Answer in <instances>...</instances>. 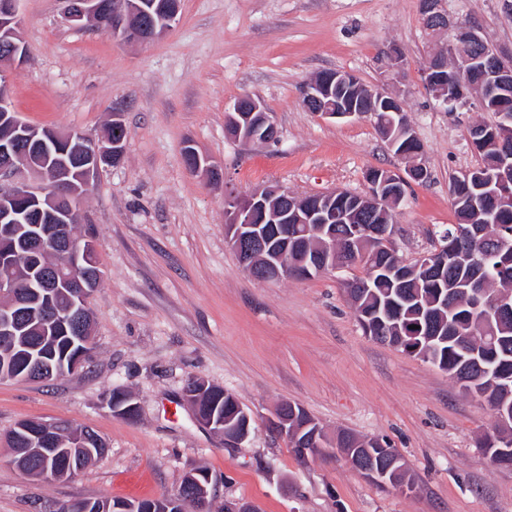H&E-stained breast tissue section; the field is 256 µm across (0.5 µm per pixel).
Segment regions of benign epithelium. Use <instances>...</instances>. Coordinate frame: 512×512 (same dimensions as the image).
<instances>
[{"instance_id": "benign-epithelium-1", "label": "benign epithelium", "mask_w": 512, "mask_h": 512, "mask_svg": "<svg viewBox=\"0 0 512 512\" xmlns=\"http://www.w3.org/2000/svg\"><path fill=\"white\" fill-rule=\"evenodd\" d=\"M19 0H0V56L8 61V67L0 70V106H5L10 100V89L7 72L23 64L28 57V49L19 35L22 19L18 8ZM181 0H165L159 4V11L166 16L164 20H156L154 15L142 7L136 0H114L112 15L117 17L112 34L124 43H150L178 21ZM423 27L432 39L444 37L435 44L431 51L428 67L424 71L425 83L433 89L434 98L439 106L448 109L451 106L464 108L470 100L476 99L487 104L497 94V88L512 82V65L498 51L489 46L483 38L480 29L474 25L453 21L442 7V0H421ZM103 13L101 0H67L66 17L75 25L84 21H93ZM453 53L457 62L459 78L453 85H448L436 73L444 70L442 61L447 53ZM480 63L483 71L482 80L478 83L464 81L461 75L468 71V65ZM359 79L351 72L336 71L332 75L310 83L304 93V101L309 111L332 119L359 118L369 115L377 117L380 112H391L399 118V128L406 134L413 133L412 127L406 120L402 99L390 92L368 89L365 102H348L340 107L328 102L334 87L351 86ZM0 123L10 127L14 132V140L0 142V221H11L16 215L24 212L20 205L23 199L34 197L33 189L27 183L24 172L33 176L41 173L40 161L35 155L19 150L16 143L32 140L31 125L21 120L12 111L0 114ZM225 125L229 136L245 142L261 141L274 142L278 139V129L273 120L267 115L262 102L250 96L239 98L233 108L225 113ZM123 140L104 137L93 142L86 175L74 184L66 179V175L57 172L61 184L68 191L62 196L47 200V205L37 208V211L47 216L48 223L36 224L31 245L41 250L48 244L61 246L69 259L67 268H80L81 257L87 250L79 242L64 233L63 224L67 223L69 214L64 203L70 198L89 189L93 177L100 170L101 162L112 161L117 164L123 155ZM194 159L187 162L189 170L203 173L213 184L223 182L220 167L202 157L195 148H189ZM418 154L405 155V172L400 174L390 169L373 168L365 173L366 188L360 194V200L369 209L380 215L379 225L354 226L353 242L357 243L363 237L371 235L378 238L389 249V241L394 232L393 218L397 208L405 200V186L413 181L419 182L427 178L423 166L416 162ZM496 197L506 202L512 198V164L502 166L497 173ZM340 191L333 190L320 194L316 200L306 196H297L286 189L264 186L257 187L246 194H236L224 191V223L225 235L231 248L235 251L239 264L252 277L263 281H274L291 275L296 278H308L312 273H322L336 270V242L326 233L327 226L338 221H355V213L339 211L336 196ZM265 224H305L308 233L322 237L321 244L324 257L321 260H310L308 257L297 255V248H288V233L281 234L277 247L271 246L266 238ZM464 256L461 244L448 239V245L424 254L420 257L416 268L435 270L456 262ZM8 297L9 303L3 307L5 313L0 315V330L9 333L16 322L18 314L14 310L24 305L23 295L15 292V283L5 278L0 280V298ZM473 308H485L502 315L512 312V300L506 295L495 294L486 297L484 291L475 289L470 295ZM199 422L223 436L226 444L235 446L248 437L247 430H241L238 425L226 422L214 424L204 422L203 416L195 414ZM18 432L13 438L24 439L28 442H39L47 447L54 444L53 439L41 432L39 421L23 420L17 425ZM336 454L342 456L350 467L360 476L373 479L377 471L367 467L361 456L353 448H337ZM193 469L187 473L189 481L196 485L194 498L197 512H211L216 488L221 479L208 474L205 481H200Z\"/></svg>"}]
</instances>
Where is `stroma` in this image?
<instances>
[{
	"label": "stroma",
	"instance_id": "obj_1",
	"mask_svg": "<svg viewBox=\"0 0 512 512\" xmlns=\"http://www.w3.org/2000/svg\"><path fill=\"white\" fill-rule=\"evenodd\" d=\"M512 53V13L501 0H444ZM62 0H20L27 61L9 75L26 122L100 137L120 111V164L102 169L79 203L96 241L102 281L89 299L93 350L85 368L55 381H0V512H58L82 499L175 494L197 467L221 476L214 503L261 512H512V469L491 465L478 440L491 412L447 372L365 336L344 291L354 266L306 279L259 281L224 232V192L279 185L297 195L361 192L371 168L403 170L372 117L326 119L303 104L317 74L350 71L400 94L430 178L411 184L395 214L393 245L406 260L430 251L437 226L455 223L449 182L479 162L478 105L440 110L422 71L431 51L419 0H182L179 22L149 44L75 26ZM398 46L404 65L387 71ZM259 99L279 129L274 143L230 138L225 114ZM224 171V186L189 171L184 144ZM232 392L251 413L232 447L197 422L183 399L190 378ZM131 393L138 416H114L103 397ZM283 401L305 408L328 439L348 431L387 439L412 492L379 489L339 456L300 463L267 419ZM69 420L101 436L104 453L75 476L46 482L11 460L20 421Z\"/></svg>",
	"mask_w": 512,
	"mask_h": 512
}]
</instances>
